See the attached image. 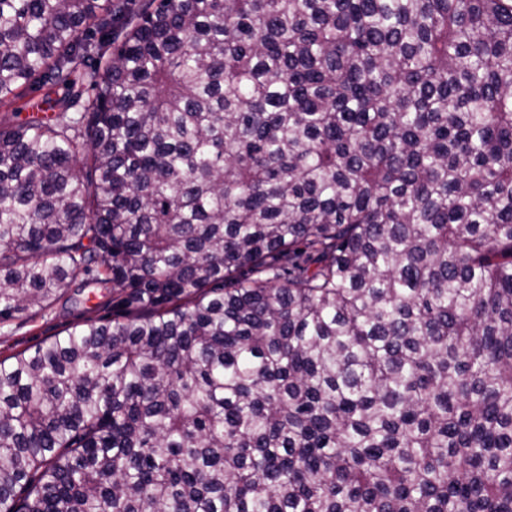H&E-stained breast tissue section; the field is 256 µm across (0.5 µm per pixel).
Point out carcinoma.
I'll return each mask as SVG.
<instances>
[{
    "label": "carcinoma",
    "instance_id": "cac0c4a2",
    "mask_svg": "<svg viewBox=\"0 0 512 512\" xmlns=\"http://www.w3.org/2000/svg\"><path fill=\"white\" fill-rule=\"evenodd\" d=\"M0 108V324L113 315L0 512H512V0H0Z\"/></svg>",
    "mask_w": 512,
    "mask_h": 512
}]
</instances>
